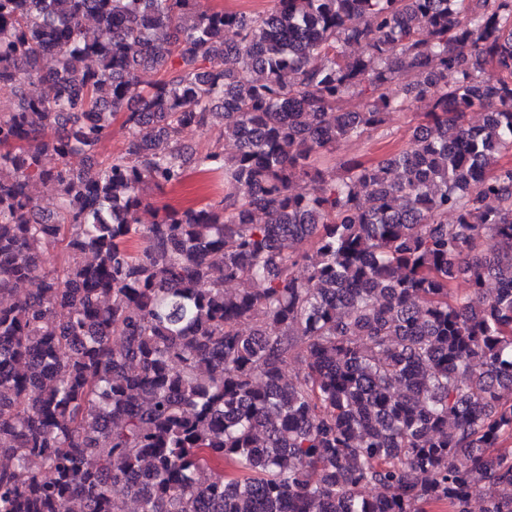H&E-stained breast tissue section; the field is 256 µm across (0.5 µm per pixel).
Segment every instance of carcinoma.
<instances>
[{
  "instance_id": "cac0c4a2",
  "label": "carcinoma",
  "mask_w": 512,
  "mask_h": 512,
  "mask_svg": "<svg viewBox=\"0 0 512 512\" xmlns=\"http://www.w3.org/2000/svg\"><path fill=\"white\" fill-rule=\"evenodd\" d=\"M274 2L0 0V512H512V0ZM273 0H201L204 8L254 13L273 9ZM419 111L397 112L391 114L387 124L370 138L359 141H344L339 144L337 154L340 157H357L367 161L380 160L404 145L418 125L420 111L424 105L418 104ZM196 186L195 172L193 168H189L182 184L174 188H167L163 193L156 194L153 201L159 206L185 205L188 202L198 201L202 196H197Z\"/></svg>"
}]
</instances>
